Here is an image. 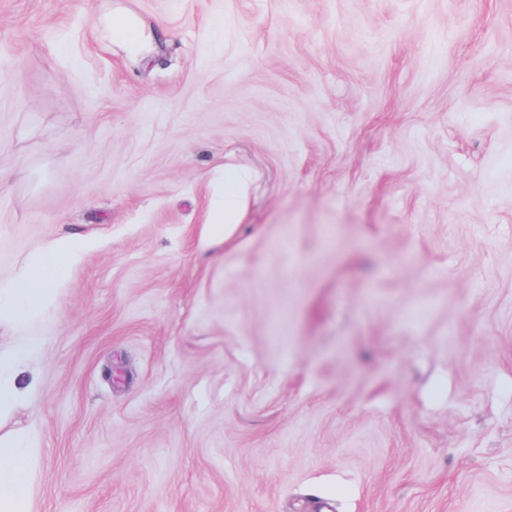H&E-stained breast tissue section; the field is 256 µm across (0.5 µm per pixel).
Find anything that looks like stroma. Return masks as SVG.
<instances>
[{
	"mask_svg": "<svg viewBox=\"0 0 512 512\" xmlns=\"http://www.w3.org/2000/svg\"><path fill=\"white\" fill-rule=\"evenodd\" d=\"M1 166L39 512H512V0H0ZM107 25L111 36L125 41L127 44L134 46L137 42V31L132 21L126 16H113L107 19ZM241 180L236 170L224 171V186L212 200L209 223L215 235L224 236L223 224H238L243 215ZM88 248V243L75 237H62L49 248L34 253L26 267L4 287L0 284V322L22 320L24 337L11 350L0 349V415L9 411L28 394L17 383L19 366L37 355L41 347L39 329L32 323L54 302L56 289L64 282L70 264Z\"/></svg>",
	"mask_w": 512,
	"mask_h": 512,
	"instance_id": "stroma-1",
	"label": "stroma"
}]
</instances>
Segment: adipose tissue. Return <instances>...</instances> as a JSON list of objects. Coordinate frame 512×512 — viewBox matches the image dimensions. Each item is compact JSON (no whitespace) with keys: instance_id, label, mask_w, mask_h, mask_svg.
Here are the masks:
<instances>
[{"instance_id":"obj_1","label":"adipose tissue","mask_w":512,"mask_h":512,"mask_svg":"<svg viewBox=\"0 0 512 512\" xmlns=\"http://www.w3.org/2000/svg\"><path fill=\"white\" fill-rule=\"evenodd\" d=\"M241 180L234 170L224 173V186L212 200L209 222L214 234L238 223L243 215ZM88 247L86 241L62 237L34 253L26 267L7 285L0 286V321H19L23 335L18 346L0 350V415L22 401L27 392L17 383L19 366L41 347L33 320L49 310L56 289L70 264ZM38 448L31 440H12L0 447V512H36L33 477Z\"/></svg>"}]
</instances>
